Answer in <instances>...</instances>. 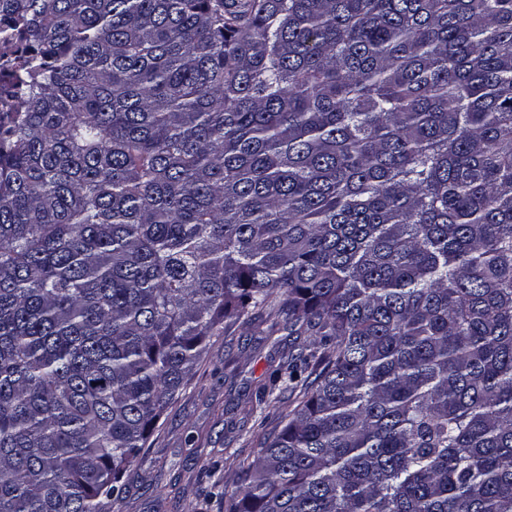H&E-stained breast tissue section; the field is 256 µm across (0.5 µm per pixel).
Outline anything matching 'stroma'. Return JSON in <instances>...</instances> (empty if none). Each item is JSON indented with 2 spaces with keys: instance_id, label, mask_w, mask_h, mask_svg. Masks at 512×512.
I'll list each match as a JSON object with an SVG mask.
<instances>
[{
  "instance_id": "obj_1",
  "label": "stroma",
  "mask_w": 512,
  "mask_h": 512,
  "mask_svg": "<svg viewBox=\"0 0 512 512\" xmlns=\"http://www.w3.org/2000/svg\"><path fill=\"white\" fill-rule=\"evenodd\" d=\"M288 343L285 332L258 336L240 325L213 337L106 512H224L223 494L235 488L238 462L257 457L265 433L296 404L285 387L261 392Z\"/></svg>"
}]
</instances>
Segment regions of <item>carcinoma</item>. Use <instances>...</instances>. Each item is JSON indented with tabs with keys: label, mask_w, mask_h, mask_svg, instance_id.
I'll list each match as a JSON object with an SVG mask.
<instances>
[{
	"label": "carcinoma",
	"mask_w": 512,
	"mask_h": 512,
	"mask_svg": "<svg viewBox=\"0 0 512 512\" xmlns=\"http://www.w3.org/2000/svg\"><path fill=\"white\" fill-rule=\"evenodd\" d=\"M0 70V512L236 324L302 401L224 512H512V0H0Z\"/></svg>",
	"instance_id": "cac0c4a2"
}]
</instances>
